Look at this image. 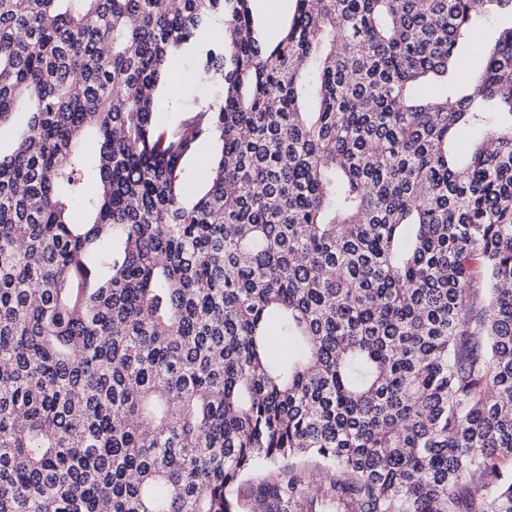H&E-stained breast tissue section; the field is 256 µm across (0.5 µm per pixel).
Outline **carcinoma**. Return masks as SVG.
<instances>
[{
    "instance_id": "carcinoma-1",
    "label": "carcinoma",
    "mask_w": 512,
    "mask_h": 512,
    "mask_svg": "<svg viewBox=\"0 0 512 512\" xmlns=\"http://www.w3.org/2000/svg\"><path fill=\"white\" fill-rule=\"evenodd\" d=\"M251 2L0 0V512H512V0ZM255 22L262 28L269 42L276 41L283 25L292 16L293 0H253ZM210 79L209 73L199 69L197 55L185 54L173 70L167 71L159 84L156 112L160 119L164 122H172L197 104L208 101L212 96V85L200 82H208ZM175 85L180 87L178 95L171 92V88ZM213 151L214 146L212 142L210 140H205L201 145L200 154L190 165V171L193 172V176L189 181L192 193L196 192L200 194L206 189L207 182L206 180L201 179L199 172L206 163L210 164L211 155L213 154ZM267 469L256 470L252 474L246 476L242 482L235 487L234 495L238 497L241 504L246 508L244 510H251V500L254 498V490L261 482L266 479Z\"/></svg>"
}]
</instances>
